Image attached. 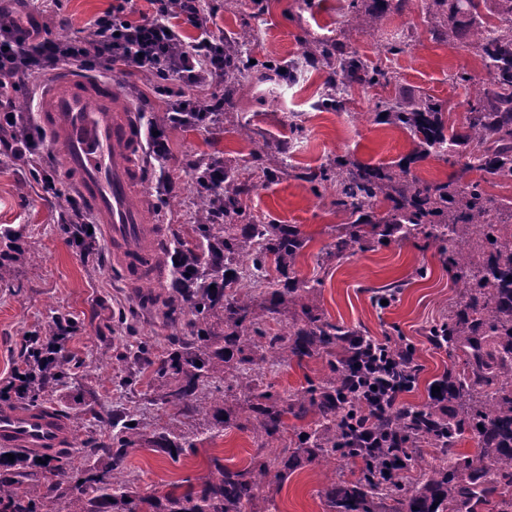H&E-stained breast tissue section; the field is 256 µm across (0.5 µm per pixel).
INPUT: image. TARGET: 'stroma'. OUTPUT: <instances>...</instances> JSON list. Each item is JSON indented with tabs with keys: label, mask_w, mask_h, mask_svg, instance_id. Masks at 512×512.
<instances>
[{
	"label": "stroma",
	"mask_w": 512,
	"mask_h": 512,
	"mask_svg": "<svg viewBox=\"0 0 512 512\" xmlns=\"http://www.w3.org/2000/svg\"><path fill=\"white\" fill-rule=\"evenodd\" d=\"M112 0H45L39 16L56 36L77 34L84 20L104 11ZM373 0H203L215 15L217 30L230 39L246 33L239 71L224 78V116L220 130L171 126L170 155L163 167L177 175L173 190L158 181L156 161H145L142 187L149 198V218L159 229L160 254L189 237L198 215L191 204L192 164L214 155L226 171L247 187L240 200L242 224H295L308 242L294 267L296 279H321L317 305L326 319L361 336L413 344L422 371L417 386L405 395L417 406L428 399V385L452 359L426 339L430 324L442 320L454 290L435 247L424 240L380 243L343 259L326 256L331 232L349 223L336 208V193L314 186L307 173L330 158L351 159L397 171L409 166L421 181L447 180L456 171L445 156L413 160L415 142L409 131L384 122L382 103L430 99L439 103L450 125H460L467 101L489 75L479 52L449 40L448 12L437 0H410L401 12L387 11L374 32L358 28L355 15ZM330 44L344 54H357L376 67L378 83L353 85L345 107L330 105L334 91L326 64H313L309 54ZM59 199L39 197L27 166L0 161V229L18 230L23 253L0 281V388L33 338L44 337L58 317L73 319L78 331L64 342L68 356L64 376L43 400L71 425L70 447L94 437L107 440L113 416L131 412L146 440L128 450L123 468L137 492L164 499L200 489L216 465L242 469L256 455L284 456L291 439L309 430L311 419L288 418L277 444L264 446L256 432L248 401L235 386H226L229 419L217 427L201 412H182L153 403L157 384L153 368H130L128 352L147 344L161 355L171 332L191 339L192 327L170 326L148 293L174 295L170 263L160 265L153 281L125 280L112 259L110 242L98 253L81 257L67 243L57 218ZM405 286L387 308L374 297L386 285ZM323 371L319 358L305 359L258 372L262 386L281 395L305 387ZM185 434L192 443L179 457L150 447L161 428ZM325 469L302 463L282 483L259 495L254 512H329L320 495Z\"/></svg>",
	"instance_id": "obj_1"
}]
</instances>
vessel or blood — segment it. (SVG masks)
Here are the masks:
<instances>
[{
  "label": "vessel or blood",
  "instance_id": "vessel-or-blood-1",
  "mask_svg": "<svg viewBox=\"0 0 512 512\" xmlns=\"http://www.w3.org/2000/svg\"><path fill=\"white\" fill-rule=\"evenodd\" d=\"M38 121L50 134V148L65 163L73 187L96 214L112 243V257L138 275L151 248L152 226L136 180L143 156L136 109L115 82L68 68L44 87ZM68 423L46 407L0 411V446L33 451L63 447Z\"/></svg>",
  "mask_w": 512,
  "mask_h": 512
}]
</instances>
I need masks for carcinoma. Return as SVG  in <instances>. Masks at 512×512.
<instances>
[{
    "instance_id": "obj_1",
    "label": "carcinoma",
    "mask_w": 512,
    "mask_h": 512,
    "mask_svg": "<svg viewBox=\"0 0 512 512\" xmlns=\"http://www.w3.org/2000/svg\"><path fill=\"white\" fill-rule=\"evenodd\" d=\"M448 4V37L481 52L491 87L476 94L458 128L446 126L441 106L395 101L388 104L387 120L418 140V154L428 157L445 149L465 159L461 173L446 182H421L407 169L389 173L338 155L313 179L336 189V207L352 218L336 226L333 253L352 254L384 240L422 238L434 245L455 288L448 316L428 332L439 338L448 354L457 357L444 375L441 404L448 415L434 412V402L397 411L386 421L399 434L408 464L431 448L437 457L411 485L396 479L375 480L374 472L389 464V454H375L353 481L329 478L323 490L332 512H512V212L486 194L481 180H465L479 171L500 180H512V0H440ZM368 13L356 16L368 31L378 29L386 14V0H373ZM490 37H484L485 33ZM369 71L357 55L339 61L336 89L346 90ZM243 185L224 174V223L195 224L198 243L179 242L173 256L176 271L184 258L194 263V287L180 291L194 316L196 339L188 343L172 335L157 374V399L179 409L189 405L225 423V398L210 387L233 381L248 394L256 430L271 444L283 436L286 418L303 419L313 413L314 427L298 435L286 459L257 456L250 466L232 470L215 465L217 474L199 492L168 497V512H253V502L272 481L288 478L300 458L311 462H341L358 455L350 447L351 430L344 417L364 410L362 396L346 390L354 332L328 322L316 306V284L293 282L281 288L269 279V269H294L308 242L295 224H236ZM389 202L386 216L373 215V202ZM506 238L497 250L490 233ZM265 279L267 297L254 308L253 294L235 288L242 275ZM215 289H210V286ZM300 308L301 317L271 336L261 327L285 310ZM214 319L227 331L211 330ZM325 360L323 376L287 397L262 391L253 365L270 367L293 360ZM130 413L118 421L112 447L104 453L112 464L87 469L71 493L54 499L63 507L50 512H155L154 497L130 491L131 479L121 461L128 449L143 440ZM470 440L471 451L459 450ZM154 447L176 456L192 446L183 434L164 430L154 435ZM40 477L18 463L10 479L0 480L3 512H42L45 502L36 495Z\"/></svg>"
}]
</instances>
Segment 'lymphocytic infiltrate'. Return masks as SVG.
Wrapping results in <instances>:
<instances>
[{
	"instance_id": "f902f5d3",
	"label": "lymphocytic infiltrate",
	"mask_w": 512,
	"mask_h": 512,
	"mask_svg": "<svg viewBox=\"0 0 512 512\" xmlns=\"http://www.w3.org/2000/svg\"><path fill=\"white\" fill-rule=\"evenodd\" d=\"M212 15L204 13L200 0H113L104 12L86 23L97 34L93 44L81 36L65 40L54 37L34 16L16 18L0 26V155L28 165L29 173L42 197H61L53 167L40 161L43 132L33 113L19 111L13 94L20 83L49 76L59 67L77 66L106 76L118 73L142 76L153 83V94L163 103L165 123L148 120L145 143L150 156L163 161L169 156L165 130L170 126H215L224 112V76L230 64L224 61V41L210 30ZM196 37L185 39L186 29ZM133 96L147 101L149 94L131 85ZM205 193L214 198L206 221H224V162L211 157L193 165ZM58 215L68 233V242L81 256L93 254L100 245L96 222L85 213L75 197ZM356 351L362 369L349 379L368 405L358 416L353 436L359 448H384L392 444V433L376 430L379 415L401 408V398L411 392L417 374L398 378L389 364L392 349L388 342H369L358 337Z\"/></svg>"
}]
</instances>
